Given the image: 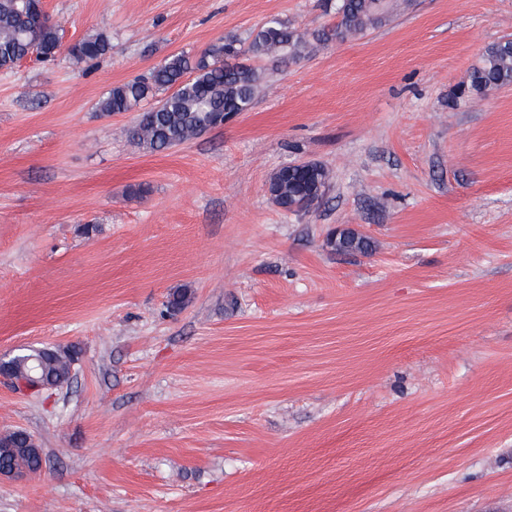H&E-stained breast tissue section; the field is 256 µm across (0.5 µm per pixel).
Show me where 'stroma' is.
Returning <instances> with one entry per match:
<instances>
[{
  "label": "stroma",
  "mask_w": 512,
  "mask_h": 512,
  "mask_svg": "<svg viewBox=\"0 0 512 512\" xmlns=\"http://www.w3.org/2000/svg\"><path fill=\"white\" fill-rule=\"evenodd\" d=\"M44 4L112 51L0 70V358L81 350L57 391L0 380L43 454L0 512H512V85L454 97L512 0H408L153 153L112 86L336 0ZM295 162L329 182L293 213ZM328 173L320 165L308 163L306 168L286 165L272 177L268 192L272 201L285 211L295 212L307 209L321 200L326 188ZM297 208V209H294Z\"/></svg>",
  "instance_id": "obj_1"
}]
</instances>
